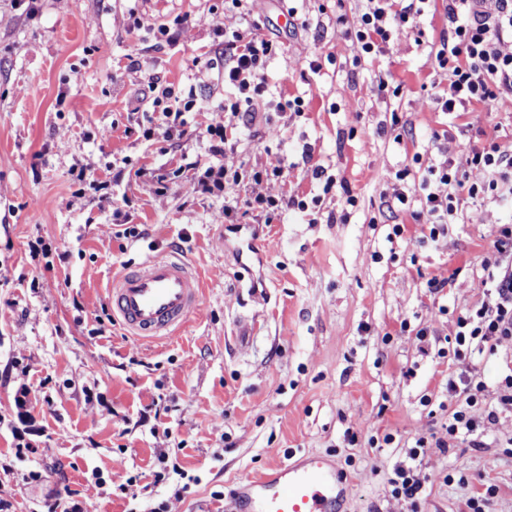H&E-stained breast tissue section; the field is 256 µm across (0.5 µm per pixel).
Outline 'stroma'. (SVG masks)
I'll return each instance as SVG.
<instances>
[{"instance_id": "1", "label": "stroma", "mask_w": 512, "mask_h": 512, "mask_svg": "<svg viewBox=\"0 0 512 512\" xmlns=\"http://www.w3.org/2000/svg\"><path fill=\"white\" fill-rule=\"evenodd\" d=\"M297 8L306 25L291 31L281 0L254 4L279 48L236 156L260 169L279 154L283 174L255 192L321 204L257 229L263 260L246 269L223 197L197 192L189 178L161 195L132 178L111 185L113 200H132L129 224L144 230L127 238L116 233L110 203L77 178L83 167L104 177L124 158L134 168L211 160L200 130L224 101L215 28H242L239 14L224 0H0V500L11 512H42L48 499L64 508L72 492L99 512L161 504L224 512L235 483L309 453L346 477L343 512H410L389 483L403 448L369 440L440 431L447 414L438 405L456 367L412 328L454 336L458 312L483 297L489 235L512 211L462 197L459 222L423 245L394 198L403 187L396 174L416 153L423 164L448 157L467 171L470 147L512 113V101L475 106L465 129L437 109L432 92L448 74L429 53L448 23L442 5L419 28L394 31L373 60L336 27L341 12L357 24L361 0H299ZM133 14L156 25L189 21L168 44L146 30L129 35ZM381 74L401 96L379 92ZM154 81L194 91L192 128L180 140L147 142L130 128L128 113L150 110ZM295 97L304 112L277 110ZM395 112L407 123L400 144L385 132ZM443 129L444 155L430 148ZM318 165L340 182L331 193L312 176ZM350 194L357 207L347 205ZM396 224L403 236H393ZM173 253L201 274L203 308L168 340L127 335L112 317L109 283ZM425 272L448 287L430 293ZM404 320L411 330H401ZM474 363L483 403L496 404L512 340ZM425 396L436 410L422 405ZM348 432L357 445H347ZM510 440L504 415L486 447L429 449L420 512H466L485 480L500 488L490 512H512V459L500 450ZM162 449L181 475L117 491L127 475L159 470ZM118 456L126 470L115 469Z\"/></svg>"}]
</instances>
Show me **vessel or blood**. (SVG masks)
I'll use <instances>...</instances> for the list:
<instances>
[{
    "label": "vessel or blood",
    "mask_w": 512,
    "mask_h": 512,
    "mask_svg": "<svg viewBox=\"0 0 512 512\" xmlns=\"http://www.w3.org/2000/svg\"><path fill=\"white\" fill-rule=\"evenodd\" d=\"M108 301L129 335L173 336L205 301L198 273L174 255L151 257L108 289ZM345 478L322 455H306L236 483L224 512H341Z\"/></svg>",
    "instance_id": "b4317fda"
}]
</instances>
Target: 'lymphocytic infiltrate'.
Segmentation results:
<instances>
[{
    "instance_id": "1",
    "label": "lymphocytic infiltrate",
    "mask_w": 512,
    "mask_h": 512,
    "mask_svg": "<svg viewBox=\"0 0 512 512\" xmlns=\"http://www.w3.org/2000/svg\"><path fill=\"white\" fill-rule=\"evenodd\" d=\"M366 5L356 26H349L346 15L336 17L343 35L356 41L364 57L376 58L389 43L394 27H418L427 0H365ZM448 25L440 35L434 52V64L447 71L448 85L434 93L441 112L461 119L476 105L494 107L512 100V0H446ZM277 45L256 28L236 30L224 37V87L227 94L218 118L202 130L213 155L209 162H192L191 170L199 190L205 194H224V216L234 220L252 217L264 224L274 223L284 211L308 210L305 200L282 199L252 193L245 197L227 196V189L246 182L259 183L280 176L283 158L270 155L264 169L246 170L244 161L228 162L234 154V137L244 115L254 111L267 94L265 67ZM151 114L138 119L144 140L173 139L184 132L194 100L173 87L152 85ZM432 146L445 160L422 165L413 156L411 165L398 171L397 178L409 183V191L396 192L400 205L413 206L412 216L420 220V240L435 242L447 235L449 224L458 218L460 194L473 199L500 202L512 207V150H506L496 138H487L472 148L470 166L479 173L470 180L447 159V134H434ZM484 287L481 302L460 310L457 332L451 347L437 350L439 358H451L458 371L449 375V399L455 408L449 412L439 432L412 439L407 463L398 465L390 480L394 496L403 498L411 508H418L424 480L421 476L428 449L444 451L465 443L481 447L482 435L496 425L500 415L512 413V373L502 385L507 393L496 405L480 402L483 389L480 374L472 366L476 353L495 354L498 343L512 338V224L497 225L490 235L489 255L481 262Z\"/></svg>"
}]
</instances>
